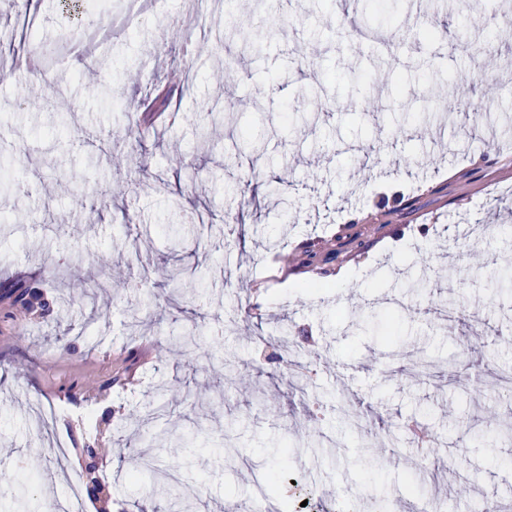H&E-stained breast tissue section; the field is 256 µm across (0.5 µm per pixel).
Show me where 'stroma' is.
I'll return each instance as SVG.
<instances>
[{
	"label": "stroma",
	"instance_id": "1",
	"mask_svg": "<svg viewBox=\"0 0 512 512\" xmlns=\"http://www.w3.org/2000/svg\"><path fill=\"white\" fill-rule=\"evenodd\" d=\"M41 37L87 25L53 67L62 92L29 82L17 13L0 47V504L48 512L94 463L114 512L166 503L119 470L136 450L160 475L182 463L179 435L204 441L209 481L184 512H245L278 466L305 512L346 500L378 512L392 491L448 512L512 505V293L490 288L512 258V94L471 127L457 92L467 44L495 39L473 102L512 85V0H353L367 36L342 38L337 0H27ZM232 71H225V62ZM188 70L178 122L144 132L125 101ZM56 109L41 111L46 98ZM214 104L215 116L200 110ZM175 178L178 193L153 185ZM246 187L224 224V189ZM108 191L117 221L103 223ZM132 218L124 227V218ZM224 224L223 238L209 227ZM172 224L192 230L181 241ZM196 267L178 287L146 278L164 255ZM77 267L81 276L60 280ZM109 279L124 300L77 297ZM35 290L27 319L10 290ZM196 308L223 336L204 347L236 364L234 387L204 355L170 342ZM65 336L58 346L57 336ZM291 350L270 363L257 336ZM166 384L170 414L135 410ZM222 405H213L216 394ZM61 414L39 424L41 405ZM430 427L437 463L422 469L412 426ZM156 437L138 441L139 429ZM274 440L288 455L268 456Z\"/></svg>",
	"mask_w": 512,
	"mask_h": 512
}]
</instances>
